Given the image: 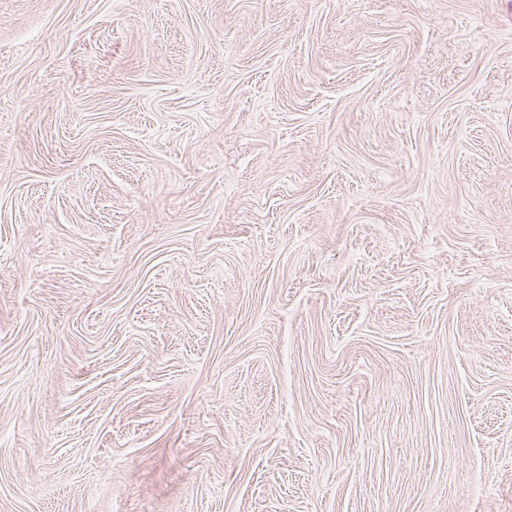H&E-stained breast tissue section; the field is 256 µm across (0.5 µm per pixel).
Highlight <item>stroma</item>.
<instances>
[{
  "instance_id": "35a3bbf8",
  "label": "stroma",
  "mask_w": 512,
  "mask_h": 512,
  "mask_svg": "<svg viewBox=\"0 0 512 512\" xmlns=\"http://www.w3.org/2000/svg\"><path fill=\"white\" fill-rule=\"evenodd\" d=\"M0 512H512V0H0Z\"/></svg>"
}]
</instances>
